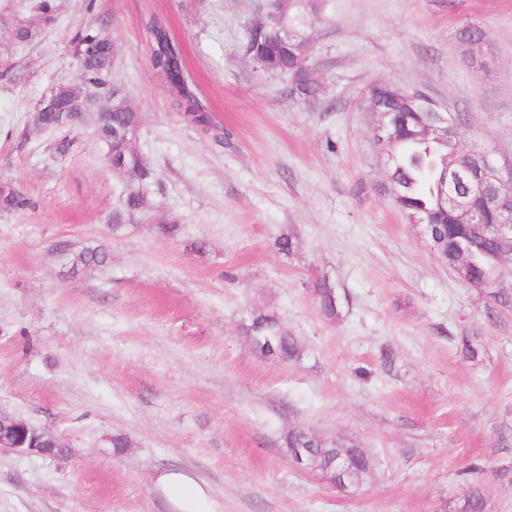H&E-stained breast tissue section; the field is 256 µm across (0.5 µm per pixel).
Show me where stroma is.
<instances>
[{
  "mask_svg": "<svg viewBox=\"0 0 512 512\" xmlns=\"http://www.w3.org/2000/svg\"><path fill=\"white\" fill-rule=\"evenodd\" d=\"M264 2L54 0L46 24L28 0H0V183L37 202L0 211V414L66 446L0 453V512H174L156 484L167 471L198 481L213 512H457L476 485L486 512H512V303L466 285L395 204L365 103L377 83L421 90L464 115L463 148L512 170V0H316L309 103L243 52ZM150 12L170 22L224 143L172 109ZM20 22L29 42L12 38ZM470 24L489 71L462 58ZM90 25L114 43L112 82L154 174L134 214L136 178L109 165L95 113L63 156L36 119L74 82ZM171 223L177 236L159 230ZM61 242L111 261L72 276ZM320 276L339 318L315 301ZM255 308L298 337L300 360L254 348ZM292 428L356 440L367 483L340 491L294 469ZM115 434L130 448L115 452ZM313 291L323 315L330 319L339 317L340 298L335 286L323 277L316 280Z\"/></svg>",
  "mask_w": 512,
  "mask_h": 512,
  "instance_id": "35a3bbf8",
  "label": "stroma"
}]
</instances>
